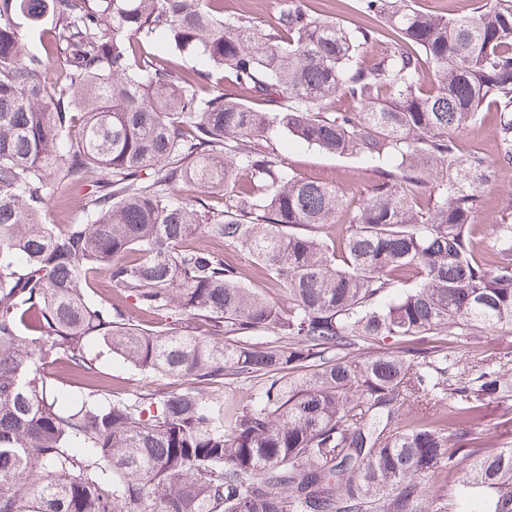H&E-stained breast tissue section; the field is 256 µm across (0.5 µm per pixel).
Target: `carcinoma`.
Instances as JSON below:
<instances>
[{"label":"carcinoma","mask_w":512,"mask_h":512,"mask_svg":"<svg viewBox=\"0 0 512 512\" xmlns=\"http://www.w3.org/2000/svg\"><path fill=\"white\" fill-rule=\"evenodd\" d=\"M357 8L0 0V512H512V446L483 433L512 350L476 375L456 351L512 331V200L488 261V166L458 142L494 105L512 164V0ZM273 128L370 160L369 195L345 214ZM56 189L80 222L46 223ZM90 338L185 385L103 398ZM230 12L248 11L264 23H272L279 0H224ZM318 1L322 10L331 19H334L350 28L362 22L358 13L356 0H314ZM415 4L421 10L444 9L448 15L463 14L472 11L477 5V0H415Z\"/></svg>","instance_id":"1"}]
</instances>
